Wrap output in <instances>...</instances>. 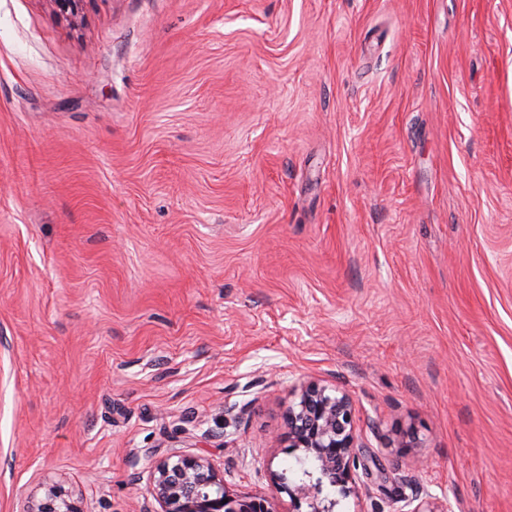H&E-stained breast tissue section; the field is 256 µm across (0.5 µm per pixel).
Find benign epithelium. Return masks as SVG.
I'll return each mask as SVG.
<instances>
[{
    "mask_svg": "<svg viewBox=\"0 0 512 512\" xmlns=\"http://www.w3.org/2000/svg\"><path fill=\"white\" fill-rule=\"evenodd\" d=\"M288 447L303 453L314 466L290 485L270 473L279 489L310 512H335L338 500L324 494L326 486L347 496L356 490L357 470L368 469L355 430V408L347 394L317 382L301 389L299 402L288 407ZM151 491L160 512H271L263 497H232L223 491V478L203 456L173 454L152 463ZM216 489V496L202 500V493ZM29 512H79L59 485H50L43 499Z\"/></svg>",
    "mask_w": 512,
    "mask_h": 512,
    "instance_id": "1",
    "label": "benign epithelium"
}]
</instances>
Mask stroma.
Listing matches in <instances>:
<instances>
[{"label":"stroma","instance_id":"35a3bbf8","mask_svg":"<svg viewBox=\"0 0 512 512\" xmlns=\"http://www.w3.org/2000/svg\"><path fill=\"white\" fill-rule=\"evenodd\" d=\"M308 381L338 512H512V0H0V512H295ZM287 422L289 448L302 452L300 458L312 460L314 466L293 485L275 472L270 473L272 481L298 509L304 501L311 509L307 512H335L338 500L324 495L326 485L350 495L356 490L359 467L366 474L369 469L357 442L352 401L336 388L310 382L301 389L299 402L289 406ZM177 458V459H173ZM151 491L160 512H271L263 497H232L223 491V478L204 456L171 454L154 461ZM216 487V496L202 500V493ZM224 499L228 502L223 503ZM28 512H80L70 502L66 491L59 485H50L45 491V496L40 499Z\"/></svg>","mask_w":512,"mask_h":512}]
</instances>
